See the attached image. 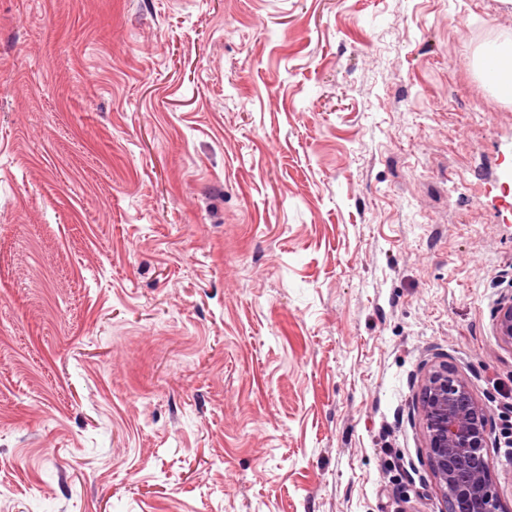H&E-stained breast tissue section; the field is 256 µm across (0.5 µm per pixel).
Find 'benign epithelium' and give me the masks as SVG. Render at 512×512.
Returning a JSON list of instances; mask_svg holds the SVG:
<instances>
[{"mask_svg": "<svg viewBox=\"0 0 512 512\" xmlns=\"http://www.w3.org/2000/svg\"><path fill=\"white\" fill-rule=\"evenodd\" d=\"M497 340L512 347V299L495 314ZM425 463L450 512H501L488 448L493 426L485 404L446 362L424 375L417 397Z\"/></svg>", "mask_w": 512, "mask_h": 512, "instance_id": "1", "label": "benign epithelium"}]
</instances>
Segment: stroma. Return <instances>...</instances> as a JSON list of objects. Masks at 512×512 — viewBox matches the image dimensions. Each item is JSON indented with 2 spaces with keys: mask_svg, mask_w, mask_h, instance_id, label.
Wrapping results in <instances>:
<instances>
[{
  "mask_svg": "<svg viewBox=\"0 0 512 512\" xmlns=\"http://www.w3.org/2000/svg\"><path fill=\"white\" fill-rule=\"evenodd\" d=\"M501 0H0V512H512ZM489 61H493L495 68L491 78L486 74ZM478 68L485 83L495 90L500 97L511 102L512 100V42L511 40L497 44L488 51L483 50L478 58ZM497 340L512 348V296L507 303H500L495 314ZM417 409L425 439V463L447 511H504L488 456L491 417L468 381L447 362L433 365L420 385Z\"/></svg>",
  "mask_w": 512,
  "mask_h": 512,
  "instance_id": "1",
  "label": "stroma"
}]
</instances>
